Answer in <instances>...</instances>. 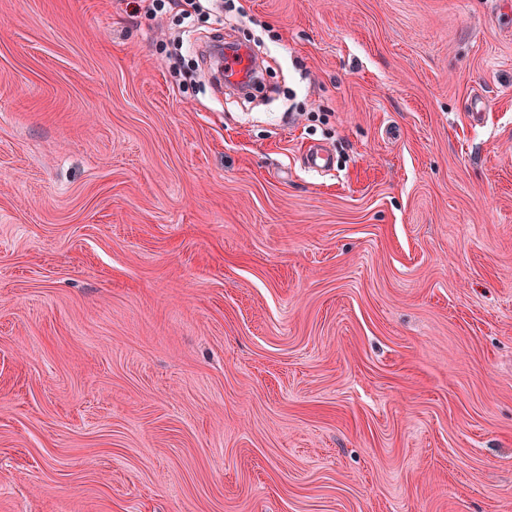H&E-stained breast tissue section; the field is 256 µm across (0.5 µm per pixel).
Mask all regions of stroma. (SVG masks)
I'll list each match as a JSON object with an SVG mask.
<instances>
[{
  "mask_svg": "<svg viewBox=\"0 0 512 512\" xmlns=\"http://www.w3.org/2000/svg\"><path fill=\"white\" fill-rule=\"evenodd\" d=\"M136 6L0 0V512H512V5ZM240 60L230 59L227 62L229 70L225 69L224 62V81L227 86L238 87L253 69L252 58L247 51H239Z\"/></svg>",
  "mask_w": 512,
  "mask_h": 512,
  "instance_id": "1",
  "label": "stroma"
}]
</instances>
